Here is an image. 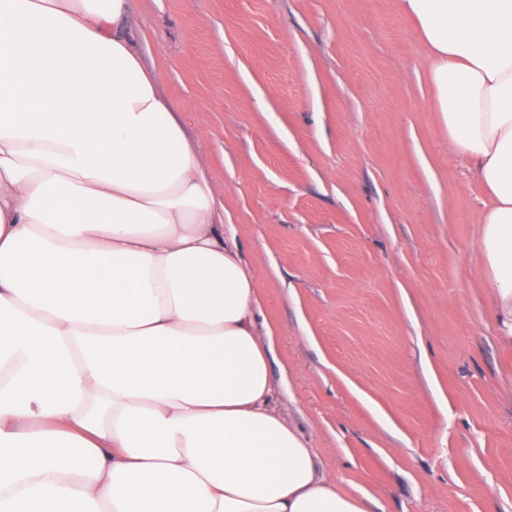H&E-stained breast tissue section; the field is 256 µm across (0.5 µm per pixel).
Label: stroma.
<instances>
[{
    "mask_svg": "<svg viewBox=\"0 0 512 512\" xmlns=\"http://www.w3.org/2000/svg\"><path fill=\"white\" fill-rule=\"evenodd\" d=\"M276 334L274 405L375 512H512L486 192L399 0H130Z\"/></svg>",
    "mask_w": 512,
    "mask_h": 512,
    "instance_id": "35a3bbf8",
    "label": "stroma"
}]
</instances>
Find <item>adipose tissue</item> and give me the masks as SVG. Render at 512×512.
I'll return each instance as SVG.
<instances>
[{
    "label": "adipose tissue",
    "mask_w": 512,
    "mask_h": 512,
    "mask_svg": "<svg viewBox=\"0 0 512 512\" xmlns=\"http://www.w3.org/2000/svg\"><path fill=\"white\" fill-rule=\"evenodd\" d=\"M128 0H0V512H372L271 404L272 333ZM488 201L512 346V0H400Z\"/></svg>",
    "instance_id": "adipose-tissue-1"
}]
</instances>
